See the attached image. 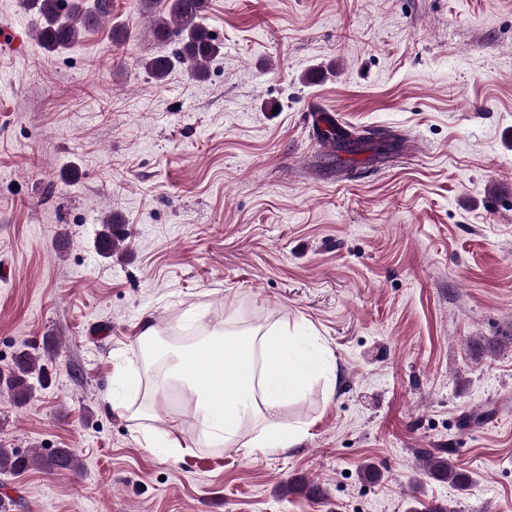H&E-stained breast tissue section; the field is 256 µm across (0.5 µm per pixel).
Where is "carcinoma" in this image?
Wrapping results in <instances>:
<instances>
[{
	"mask_svg": "<svg viewBox=\"0 0 512 512\" xmlns=\"http://www.w3.org/2000/svg\"><path fill=\"white\" fill-rule=\"evenodd\" d=\"M140 10L153 15V37L160 44L178 37V48L173 55L154 54L143 59V68L157 81L164 80L175 64L179 63L188 75L201 78L211 61L221 52V46L208 31L205 21L210 11V0H137ZM35 12L40 23L35 29L36 40L49 52L66 50L73 46L82 33L100 26L112 16V0H22ZM321 141L337 143L338 148L348 152L371 150L385 154L398 147V137L370 130L362 135L331 129L322 134ZM130 234L117 219L110 216L101 224L97 248L109 259L122 253L128 246ZM41 357L29 352H20L15 359L11 387L19 402L31 396L29 379L43 378ZM423 469L430 477L446 481L462 489L471 478L468 473L456 468L449 458L427 454L422 459ZM30 468L48 472H79L83 463L69 448H58L47 456L23 455L11 448H0V474H16Z\"/></svg>",
	"mask_w": 512,
	"mask_h": 512,
	"instance_id": "cac0c4a2",
	"label": "carcinoma"
}]
</instances>
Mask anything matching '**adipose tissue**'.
<instances>
[{
  "instance_id": "adipose-tissue-1",
  "label": "adipose tissue",
  "mask_w": 512,
  "mask_h": 512,
  "mask_svg": "<svg viewBox=\"0 0 512 512\" xmlns=\"http://www.w3.org/2000/svg\"><path fill=\"white\" fill-rule=\"evenodd\" d=\"M309 346L308 337L279 324L233 331L217 325L186 349L172 351L166 377L152 387L175 382L190 392L188 414L207 446H229L245 425L260 422L264 428L250 447L283 452L305 437L301 427L282 426L275 419L310 377L315 361Z\"/></svg>"
}]
</instances>
